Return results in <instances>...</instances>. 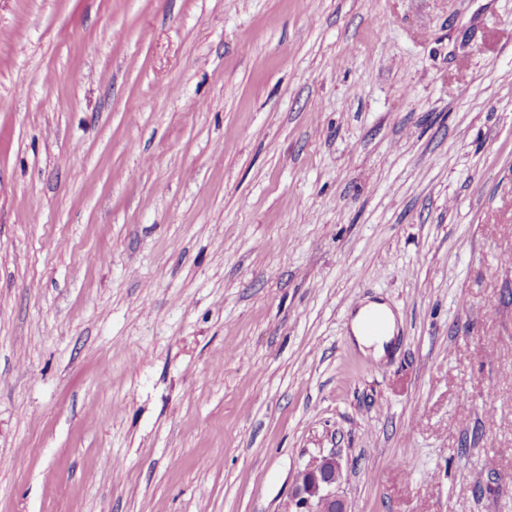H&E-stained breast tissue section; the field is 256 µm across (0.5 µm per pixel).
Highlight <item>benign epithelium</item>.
<instances>
[{"mask_svg": "<svg viewBox=\"0 0 512 512\" xmlns=\"http://www.w3.org/2000/svg\"><path fill=\"white\" fill-rule=\"evenodd\" d=\"M342 477L336 452L311 458L298 470L284 512H348L345 500L336 492Z\"/></svg>", "mask_w": 512, "mask_h": 512, "instance_id": "7a95c632", "label": "benign epithelium"}]
</instances>
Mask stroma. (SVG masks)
<instances>
[{
    "instance_id": "stroma-1",
    "label": "stroma",
    "mask_w": 512,
    "mask_h": 512,
    "mask_svg": "<svg viewBox=\"0 0 512 512\" xmlns=\"http://www.w3.org/2000/svg\"><path fill=\"white\" fill-rule=\"evenodd\" d=\"M507 254L512 0H0V512H512ZM371 330L369 324L371 322ZM396 320L392 310L385 303L369 302L360 306L351 322V332L361 349H368L375 359L385 353V343L389 342L395 333ZM378 332V333H376ZM343 477L336 452L312 457L297 472L284 512H348L336 492Z\"/></svg>"
}]
</instances>
